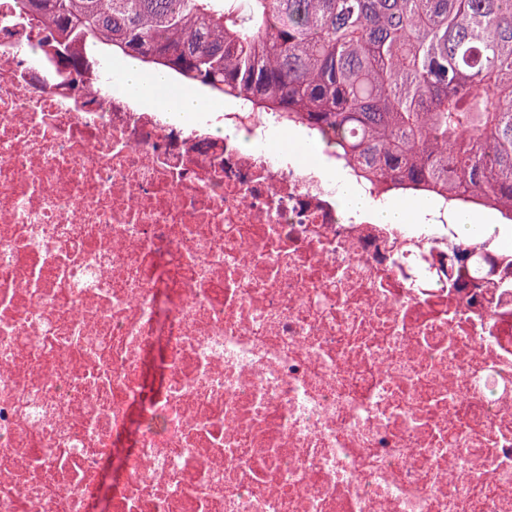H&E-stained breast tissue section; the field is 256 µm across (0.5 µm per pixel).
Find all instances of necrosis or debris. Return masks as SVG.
Wrapping results in <instances>:
<instances>
[{
  "label": "necrosis or debris",
  "mask_w": 512,
  "mask_h": 512,
  "mask_svg": "<svg viewBox=\"0 0 512 512\" xmlns=\"http://www.w3.org/2000/svg\"><path fill=\"white\" fill-rule=\"evenodd\" d=\"M58 40L0 0V512H512V254L463 195L339 210L269 146L307 121L173 122ZM328 178L336 179L340 184L337 201L344 210H359L370 212L373 217L382 224H413L415 218L425 209V203L421 199L419 203L410 201L405 203H395L383 208H376L372 201L356 189L342 183L340 174L332 170L326 171ZM454 224H459L461 228H466L476 235L477 238H485L493 232L494 218L487 214H472L466 211H458L454 215Z\"/></svg>",
  "instance_id": "4bbe7bcc"
}]
</instances>
